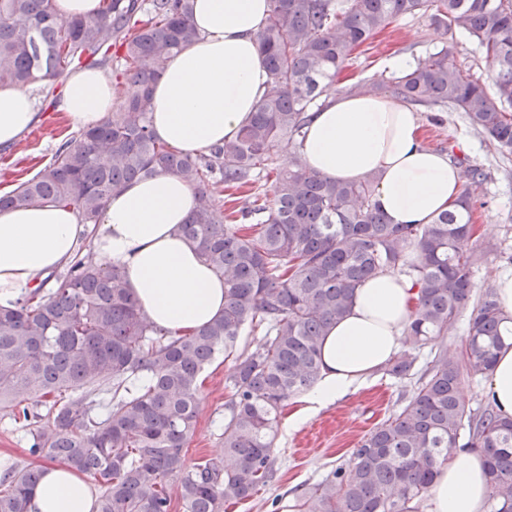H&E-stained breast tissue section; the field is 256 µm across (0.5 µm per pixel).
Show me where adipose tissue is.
<instances>
[{
  "mask_svg": "<svg viewBox=\"0 0 512 512\" xmlns=\"http://www.w3.org/2000/svg\"><path fill=\"white\" fill-rule=\"evenodd\" d=\"M268 11L269 0H193L199 38L151 85L158 138L196 154L234 138L248 122L268 80L258 42ZM114 99L109 75L80 70L70 75L61 108L88 127L106 118ZM37 120L31 92L0 88V146L16 143ZM300 151L309 169L327 178L357 183L377 176V202L393 224L428 223L451 208L463 183L459 167L421 143L414 108L376 94L330 96L312 112ZM194 206V189L161 173L115 191L91 237L73 212L53 204L1 208L0 305L41 285L88 237L98 265L124 269L138 308L153 324L178 332L211 322L224 311V279L175 231ZM413 309L407 278L386 273L366 281L348 314L329 329L309 405L343 397L398 355ZM485 397L501 418L512 419V346L497 352ZM43 471L33 494L36 512H93L82 474L57 462ZM489 493L483 449L457 447L436 469L428 512H486Z\"/></svg>",
  "mask_w": 512,
  "mask_h": 512,
  "instance_id": "ef3b65f1",
  "label": "adipose tissue"
}]
</instances>
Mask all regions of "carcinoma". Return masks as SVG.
Here are the masks:
<instances>
[{"label":"carcinoma","mask_w":512,"mask_h":512,"mask_svg":"<svg viewBox=\"0 0 512 512\" xmlns=\"http://www.w3.org/2000/svg\"><path fill=\"white\" fill-rule=\"evenodd\" d=\"M258 33L268 82L236 138L191 156L154 135L150 86L168 59L198 38L189 0H103L93 19L60 18L53 0H0V85L62 81L76 67L112 66L119 111L64 141L33 178L0 196V207L55 203L82 224H100L112 194L158 173L184 178L196 203L177 232L224 275V313L185 334L153 325L137 308L120 266L102 267L78 252L52 287L0 306V409L30 433L31 454L92 477L94 512H224L273 481V448L282 402L321 378V348L331 325L350 310L357 289L383 273L407 274L416 302L406 345L448 335L472 294L482 255L474 198L427 224H391L376 201L378 178L343 183L311 171L300 138L324 88L354 49L391 20L426 15L473 37L493 69L494 94L459 68L448 46L417 59L376 88L411 103L446 106L512 154V0H269ZM271 195L225 213L220 186ZM264 331L256 350L239 348L245 326ZM512 339V317L486 289L459 352H441L409 402L366 435L348 467L303 493L299 512H412L436 467L459 444L482 448L492 512H512V419L486 407L473 412L458 388L488 374ZM222 352L231 360L232 395L224 404L223 456L188 464L184 448L197 424L199 380ZM410 352L386 373L411 375ZM103 417L70 397L103 389ZM51 403L47 419L16 392ZM36 468L0 472V512H31Z\"/></svg>","instance_id":"obj_1"}]
</instances>
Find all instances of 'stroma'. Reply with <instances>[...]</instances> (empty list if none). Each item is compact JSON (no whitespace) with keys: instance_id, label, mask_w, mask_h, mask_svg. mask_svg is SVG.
Masks as SVG:
<instances>
[{"instance_id":"1","label":"stroma","mask_w":512,"mask_h":512,"mask_svg":"<svg viewBox=\"0 0 512 512\" xmlns=\"http://www.w3.org/2000/svg\"><path fill=\"white\" fill-rule=\"evenodd\" d=\"M444 46L449 47L459 67L491 83V68L475 40L461 32L444 34L427 17L415 15L398 17L358 47L341 72L338 86L372 84L391 75V57L403 55L414 60ZM64 92V85L57 81L34 87L39 120L16 146L0 147L1 192H9L34 176L63 141L77 134V126L58 107ZM418 116L425 147L449 156H467L470 164L487 174L473 191L477 202L473 242L484 258L474 267L472 282L474 295H481L499 275L512 273V157H503L462 113L422 106ZM471 314V309H464L453 332L438 344L417 349L415 370L408 378L400 380L376 370L355 391L311 411L306 410L301 395L290 396L284 403L273 451L276 477L251 499L238 504L235 512H297L302 493L322 482L336 467L348 465L361 439L410 399L433 356L441 350H459ZM230 367V362L219 356L201 375L196 430L186 449L188 463L215 459L222 452L224 404L232 393ZM302 409L307 412L305 420L292 424L291 416ZM29 446L26 429L7 411H0V461H11L20 468L39 465Z\"/></svg>"}]
</instances>
